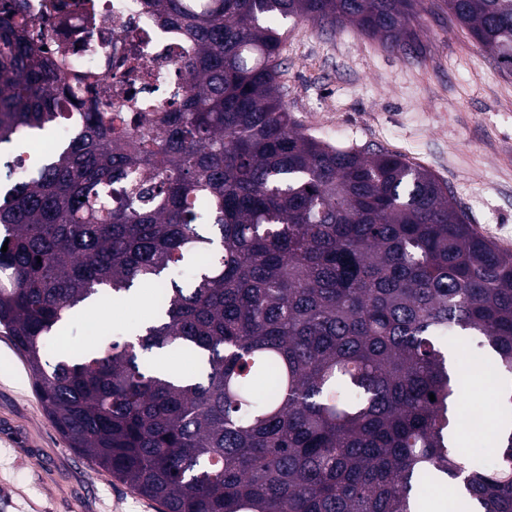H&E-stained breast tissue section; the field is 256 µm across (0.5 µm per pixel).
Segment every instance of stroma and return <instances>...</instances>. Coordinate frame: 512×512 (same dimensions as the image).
I'll use <instances>...</instances> for the list:
<instances>
[{"instance_id":"1","label":"stroma","mask_w":512,"mask_h":512,"mask_svg":"<svg viewBox=\"0 0 512 512\" xmlns=\"http://www.w3.org/2000/svg\"><path fill=\"white\" fill-rule=\"evenodd\" d=\"M410 59L360 34L287 20L281 62L288 109L306 133L339 147L391 152L431 171L482 234L512 251V74L443 9L420 0ZM153 286L102 300L66 321L85 352L147 321ZM0 512H158L77 455L47 417L25 360L0 332Z\"/></svg>"}]
</instances>
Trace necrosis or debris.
<instances>
[{
  "label": "necrosis or debris",
  "instance_id": "necrosis-or-debris-1",
  "mask_svg": "<svg viewBox=\"0 0 512 512\" xmlns=\"http://www.w3.org/2000/svg\"><path fill=\"white\" fill-rule=\"evenodd\" d=\"M95 10L73 0H27V15L43 30L49 53H62L67 72L94 77L108 98L145 111L175 107L188 43L183 30L161 24L143 0H95ZM140 55L147 82L129 85L116 67L125 55Z\"/></svg>",
  "mask_w": 512,
  "mask_h": 512
}]
</instances>
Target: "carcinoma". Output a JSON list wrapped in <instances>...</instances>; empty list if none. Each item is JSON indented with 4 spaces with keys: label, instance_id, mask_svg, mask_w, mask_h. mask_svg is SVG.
Listing matches in <instances>:
<instances>
[{
    "label": "carcinoma",
    "instance_id": "cac0c4a2",
    "mask_svg": "<svg viewBox=\"0 0 512 512\" xmlns=\"http://www.w3.org/2000/svg\"><path fill=\"white\" fill-rule=\"evenodd\" d=\"M144 2L191 48L149 128L77 98L25 0H0V144L75 123L0 198V331L70 448L160 512H419L444 478L512 512V253L429 170L302 131L280 89L279 21L418 53L416 0ZM443 2L512 73V0ZM145 281L133 337L50 362L72 310ZM461 335L504 387L489 463L454 446ZM169 351L198 370L154 362Z\"/></svg>",
    "mask_w": 512,
    "mask_h": 512
}]
</instances>
